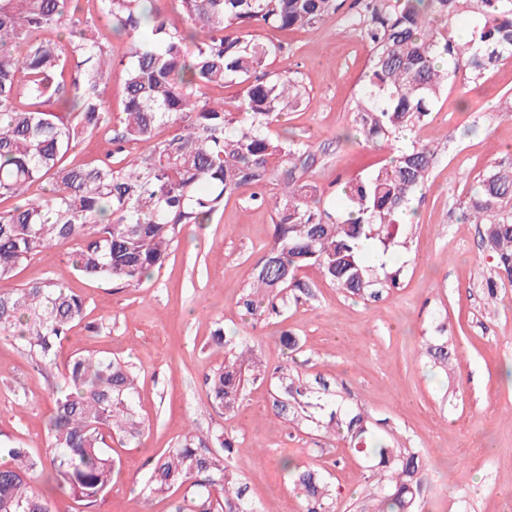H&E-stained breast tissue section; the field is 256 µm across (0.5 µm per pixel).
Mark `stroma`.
I'll list each match as a JSON object with an SVG mask.
<instances>
[{
	"instance_id": "35a3bbf8",
	"label": "stroma",
	"mask_w": 512,
	"mask_h": 512,
	"mask_svg": "<svg viewBox=\"0 0 512 512\" xmlns=\"http://www.w3.org/2000/svg\"><path fill=\"white\" fill-rule=\"evenodd\" d=\"M282 44L271 72L300 76L306 102L273 133L307 145L306 177L322 202L338 207L342 183L387 159V148L349 138L350 100L364 86L370 48L339 15L316 27L261 30ZM512 59L475 83L453 80L416 141L442 146L427 185L414 196L394 245L376 263L398 271L378 296L352 295L301 269L306 292L278 315L253 319L239 299L269 248L271 207L241 188L209 224L184 231L164 265L137 287L74 272L68 260L81 239L28 259L11 287L54 279L85 301L83 320L62 344L63 355L97 351L128 362L138 376L139 443L112 441L120 470L93 510L67 498L65 512H172L174 497L142 492L152 459L188 430L225 435L228 461L248 487L252 512H301L283 461L319 470L334 512L375 504L376 459L334 433L331 416L363 413L369 438L416 449L422 494L417 512H512V285L495 284V259L484 225L464 217V201L491 168L512 167ZM246 338L268 368H287L306 387L296 414L279 413L277 376L248 382L238 411L209 399L205 377L224 363L213 334ZM293 348H284L283 338ZM448 349L447 363L428 355ZM56 372H37L20 341L0 337V438L44 454Z\"/></svg>"
}]
</instances>
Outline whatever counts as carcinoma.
<instances>
[{
    "label": "carcinoma",
    "instance_id": "obj_1",
    "mask_svg": "<svg viewBox=\"0 0 512 512\" xmlns=\"http://www.w3.org/2000/svg\"><path fill=\"white\" fill-rule=\"evenodd\" d=\"M161 0H0V282L29 258L73 238L76 271L135 287L162 267L185 226L202 225L239 188L281 184L271 200L273 239L257 262L250 291L239 301L260 319L280 313L287 289L302 290L296 273L315 267L325 281L352 294L386 282L393 272L367 263L369 247L388 248L414 193L428 181L438 152L420 141L399 149L365 178L343 186L340 213L321 207L305 178L311 155L270 135L282 115L309 93L296 77L261 70L282 46L255 30L312 27L341 9L339 0H178L189 28L169 23ZM341 21L371 48L365 89L355 98V131L366 142L392 145L426 120L451 79L476 82L512 58V0H354ZM482 23L471 40L454 38L466 12ZM63 28L68 42L51 33ZM127 39L122 115L112 113L105 88L114 62L107 40ZM234 83L239 102L202 98L203 90ZM47 102L57 110H46ZM174 133L158 137L160 130ZM115 148L85 164L67 156L88 135ZM497 277L512 283V168H494L465 202ZM83 299L45 279L0 290V336H13L39 365H55L63 340L81 320ZM229 346L224 365L206 377L213 404L228 412L242 403L246 373L267 367L251 348ZM66 386L55 400L45 455L0 444V512H62L37 486L93 507L112 481L116 462L107 440L139 442L144 423L135 408L137 379L116 358L78 352L63 362ZM192 432L154 462L146 497L186 489L173 512H251L246 486L224 457L228 440ZM384 483L371 512H415L420 457L376 444ZM284 468L305 512H333L322 476L290 461Z\"/></svg>",
    "mask_w": 512,
    "mask_h": 512
}]
</instances>
